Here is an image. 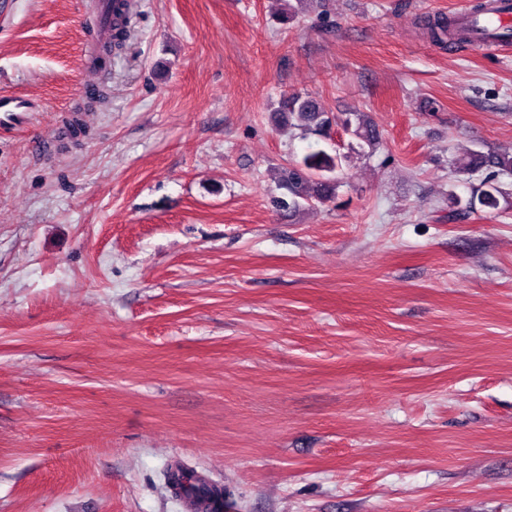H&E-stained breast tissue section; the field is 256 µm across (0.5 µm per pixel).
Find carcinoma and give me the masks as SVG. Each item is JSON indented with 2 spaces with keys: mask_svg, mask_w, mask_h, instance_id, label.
<instances>
[{
  "mask_svg": "<svg viewBox=\"0 0 512 512\" xmlns=\"http://www.w3.org/2000/svg\"><path fill=\"white\" fill-rule=\"evenodd\" d=\"M117 32L112 41L100 51L97 62L101 65L110 60V56L123 48L129 33V17L122 13L120 22L115 25ZM431 34L440 38V34H448V38L466 39L469 32H462L455 22L442 18L429 24ZM285 113L288 127L298 129L302 135L323 136L332 126L340 125L345 131L352 133L358 140L373 149L379 145L381 134L363 112H345L335 114L327 110L317 99L310 96L295 94L285 101ZM341 156H331L319 149L308 152L300 161L289 163L277 172L279 186L288 192V198L279 200L280 207L299 209L306 207L315 209L336 199L338 181L335 171L340 167ZM485 172L483 186L485 189L466 200L456 199V204L463 210H474L481 206L490 210L499 207L498 179L503 175L512 174V153H487L472 151L457 160L456 171ZM167 484L180 490L179 497L194 498L208 501L216 506L224 501V488L218 485L202 483L194 478L192 472L184 469L166 471Z\"/></svg>",
  "mask_w": 512,
  "mask_h": 512,
  "instance_id": "carcinoma-1",
  "label": "carcinoma"
}]
</instances>
